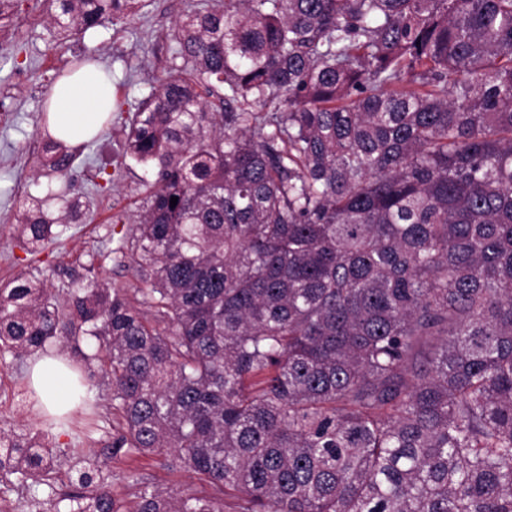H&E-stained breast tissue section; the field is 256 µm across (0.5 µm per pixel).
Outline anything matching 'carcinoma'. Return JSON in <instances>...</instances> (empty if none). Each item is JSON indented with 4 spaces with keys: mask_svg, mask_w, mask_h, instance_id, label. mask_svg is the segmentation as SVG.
I'll use <instances>...</instances> for the list:
<instances>
[{
    "mask_svg": "<svg viewBox=\"0 0 512 512\" xmlns=\"http://www.w3.org/2000/svg\"><path fill=\"white\" fill-rule=\"evenodd\" d=\"M46 2L63 38L141 4ZM173 37L127 133L155 322L93 279L67 315L0 286V351L95 339L122 417L55 512H512V0H206ZM75 160L48 135L37 165ZM52 199L29 254L80 216ZM130 453L199 488L124 509L102 473ZM65 457L0 429L18 493Z\"/></svg>",
    "mask_w": 512,
    "mask_h": 512,
    "instance_id": "1",
    "label": "carcinoma"
}]
</instances>
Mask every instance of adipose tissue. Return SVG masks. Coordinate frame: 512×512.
<instances>
[{
  "label": "adipose tissue",
  "mask_w": 512,
  "mask_h": 512,
  "mask_svg": "<svg viewBox=\"0 0 512 512\" xmlns=\"http://www.w3.org/2000/svg\"><path fill=\"white\" fill-rule=\"evenodd\" d=\"M117 107L114 88L101 65H93L55 81L49 97V117L56 136L70 144L94 137L104 116ZM32 388L48 409L68 407L71 383L60 355L38 354L31 364Z\"/></svg>",
  "instance_id": "ef3b65f1"
}]
</instances>
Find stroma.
<instances>
[{
    "mask_svg": "<svg viewBox=\"0 0 512 512\" xmlns=\"http://www.w3.org/2000/svg\"><path fill=\"white\" fill-rule=\"evenodd\" d=\"M203 0H145L140 14L117 24H104L86 34L54 37L45 0H18L15 24L0 37V284L23 274L44 280L49 293L66 301L86 286L87 267L98 282L120 290L139 303L145 283L132 260V228L145 206L146 186L154 170L125 154V127L158 77L179 67L173 28L176 20ZM94 58L112 73L121 108L113 112L107 138L88 144L71 173L68 198L89 200L88 210L61 226L51 251L26 253L11 234L24 199L43 196L46 177L36 173L41 153L46 106L54 82L71 60ZM111 184H104V177ZM96 342L63 348L86 387L98 398L88 430L74 440L69 427L51 424L34 409L27 382L29 356L0 354V428L24 438H41L66 449L74 459L102 457L111 443L119 415L112 407L109 380L85 361ZM110 482L116 499L132 501L141 484L193 491L189 473L163 466L158 457L129 454L113 459Z\"/></svg>",
    "mask_w": 512,
    "mask_h": 512,
    "instance_id": "1",
    "label": "stroma"
}]
</instances>
